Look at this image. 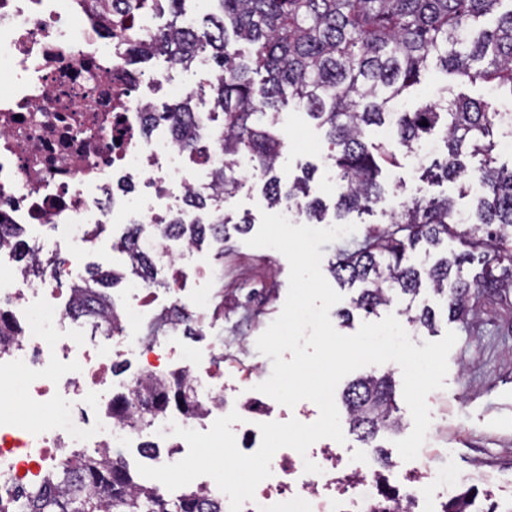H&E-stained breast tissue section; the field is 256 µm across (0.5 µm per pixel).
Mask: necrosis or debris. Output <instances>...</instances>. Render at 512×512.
I'll list each match as a JSON object with an SVG mask.
<instances>
[{
  "instance_id": "4bbe7bcc",
  "label": "necrosis or debris",
  "mask_w": 512,
  "mask_h": 512,
  "mask_svg": "<svg viewBox=\"0 0 512 512\" xmlns=\"http://www.w3.org/2000/svg\"><path fill=\"white\" fill-rule=\"evenodd\" d=\"M151 20L113 11L94 16L87 0H0V68L13 72L0 87V309L18 329L17 340L0 342V381L26 397L39 415L26 420L0 411V501L53 472L67 448L100 452L172 444L175 463L187 443L173 426L197 428L199 420L223 415L224 368L191 358L175 362L167 345L183 322L203 325L211 300L184 293L179 264L192 246L179 237L147 240L155 267L172 272L165 293L152 280L130 279L124 296L113 299L114 329L100 319L72 313L71 286L84 274L80 258L92 228L110 221L151 224L157 216L189 217L191 190L210 184L187 171L173 131L145 130L148 100L140 75L132 73L127 46ZM140 177L176 185L174 199L145 193L136 201L112 202V183ZM28 225L26 246L43 263L37 279L12 262L16 226ZM163 319L160 336H134L132 327ZM110 331V346L99 332ZM132 356L138 369L130 385L165 379L177 365L201 403L193 418L168 413L150 433L112 413L93 415L95 397H108L114 358ZM320 471L305 472V461ZM338 448H312L306 455L283 448L273 457L272 475L256 488L241 512H446L457 484L447 471L427 462L415 466L414 486L393 491L371 459L347 470Z\"/></svg>"
}]
</instances>
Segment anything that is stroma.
Returning a JSON list of instances; mask_svg holds the SVG:
<instances>
[{"mask_svg":"<svg viewBox=\"0 0 512 512\" xmlns=\"http://www.w3.org/2000/svg\"><path fill=\"white\" fill-rule=\"evenodd\" d=\"M145 69L152 78L148 94L156 108L179 103L181 95L172 91L173 85L178 84L191 95L195 111L211 113L212 127L222 124V117L214 112L212 69L173 67L161 57L150 61ZM447 85L472 98L489 94L484 85L457 84L453 76L436 68L424 88L406 99L405 110L436 103L439 89ZM281 117L286 147L276 167L277 175L281 181L290 182L301 176L306 165L316 166L311 193L326 205H333L336 171L327 158L323 131L306 111L293 106L283 107ZM239 173L245 184L225 198L224 214L235 220L247 215L253 223H260L262 211L268 208L261 183L249 167H241ZM381 181L387 194L374 213L349 218L357 226L356 237H363L370 228L384 227L387 213L397 208L407 192L427 196L443 193L455 198L459 209L472 206L471 198L459 197L457 184L421 181L410 157L402 158L400 166L384 171ZM247 239V234L232 230L223 242L209 239L196 247L190 263L197 273L190 287L195 292L223 295L224 309L177 343L176 349L199 361L220 351L225 366L234 367L241 374L257 367L267 377L271 374V360L257 351L255 342L282 310L288 292L289 264L278 251L250 247ZM404 328L419 347L424 342L440 340L449 330L457 335L448 357L445 387L427 398L432 422L422 447L424 458L433 466L459 474L461 489H475L481 512L491 506L501 507L512 496V295L486 305L484 314L469 325L448 321L441 313L434 329L409 322ZM484 470L496 473L497 481L479 483L477 476Z\"/></svg>","mask_w":512,"mask_h":512,"instance_id":"1","label":"stroma"}]
</instances>
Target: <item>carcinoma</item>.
<instances>
[{
	"label": "carcinoma",
	"instance_id": "cac0c4a2",
	"mask_svg": "<svg viewBox=\"0 0 512 512\" xmlns=\"http://www.w3.org/2000/svg\"><path fill=\"white\" fill-rule=\"evenodd\" d=\"M126 12L172 20L149 35V43L130 40V65L164 56L188 66L206 53L218 77L211 84L215 106L224 115L218 128L201 126L191 97L163 112L150 109L147 124L172 123L177 146L213 165V188L228 196L238 188V160L246 157L264 179L268 205L297 208L309 224L327 213L310 196V175L285 184L275 174L285 146L280 110L293 102L325 129L330 159L339 175L333 219L373 209L384 192L382 168L398 164V155L436 129L443 130L446 152L423 167L428 181L461 179L460 193L473 194L476 207L467 227L457 229L452 199L413 196L389 217L383 230L367 232L352 249L339 253L331 272L343 288L357 289L350 307L339 312L347 323L353 312L373 314L396 296L415 300L423 291L436 295L448 319L465 322L482 312L480 297L512 292V167H497L494 132L512 126V0H206L218 5L201 26L185 28L184 0H121ZM463 83H484L490 96L470 98L443 89V104L412 112H393L398 99L421 85L431 63ZM428 125H422V122ZM394 123L387 143L369 140L372 129ZM481 157L467 171L461 158ZM216 195L194 192L189 203L203 220L180 218L152 224L149 234L165 238L176 230L192 245L209 236L224 242L226 220ZM463 247L433 264H416L418 250L430 257L447 239ZM126 256L123 270L102 278L87 271L73 285L79 313L105 312L107 290L135 274H147L151 253L138 247L137 236L115 244ZM466 263L480 265L472 279L461 277ZM153 406L129 416L145 428L171 405L189 402L184 377L162 382L148 396ZM349 430L363 444L379 448L381 433H395V382L390 374H366L353 380L342 397ZM0 512H198L196 492L171 501L155 485L137 480L126 463L94 459L78 451L39 486Z\"/></svg>",
	"mask_w": 512,
	"mask_h": 512
}]
</instances>
